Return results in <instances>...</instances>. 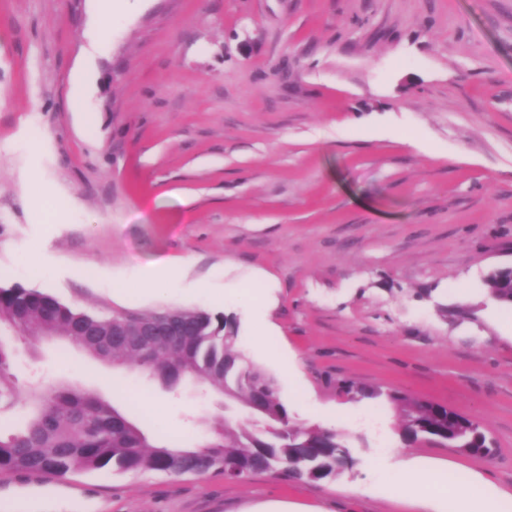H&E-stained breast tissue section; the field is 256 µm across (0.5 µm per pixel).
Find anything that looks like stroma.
Masks as SVG:
<instances>
[{
    "label": "stroma",
    "instance_id": "stroma-1",
    "mask_svg": "<svg viewBox=\"0 0 512 512\" xmlns=\"http://www.w3.org/2000/svg\"><path fill=\"white\" fill-rule=\"evenodd\" d=\"M93 26V0H0V283L99 317L235 316L294 424L335 431L354 465L0 470V512L61 490L91 512H455L379 484L410 459L512 505V309L486 301L512 266V0H116L106 48ZM182 259L179 289L142 295L133 269ZM17 347L19 393L121 385L154 438L196 445L224 412L71 342ZM346 381L384 395L350 401ZM389 391L468 417L495 455L405 444Z\"/></svg>",
    "mask_w": 512,
    "mask_h": 512
}]
</instances>
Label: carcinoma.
<instances>
[{"label":"carcinoma","instance_id":"carcinoma-1","mask_svg":"<svg viewBox=\"0 0 512 512\" xmlns=\"http://www.w3.org/2000/svg\"><path fill=\"white\" fill-rule=\"evenodd\" d=\"M490 294L512 308V273L497 269L489 277ZM186 333L176 338L153 336L138 349L114 340L118 319L75 309L55 296L20 284L0 285V319L14 323L23 337L40 341L65 338L88 355L120 369L135 366L168 388L185 378L241 403L253 417L237 424L217 422L209 439L195 448L157 445L125 413L77 386L50 385L25 397L21 426L0 430V469L36 471L55 477L73 472L114 469L176 475L212 472L228 480L253 472H271L292 479L337 477L354 459L336 433L292 423L276 379L249 361L237 343L233 318L204 309H174ZM157 314L132 315L130 335L144 324H159ZM353 401L386 397L400 412L405 443L437 441L463 452L491 449L494 442L479 428L448 430V409L423 398L383 392L346 383ZM19 393L9 342L0 346V414L12 410Z\"/></svg>","mask_w":512,"mask_h":512}]
</instances>
